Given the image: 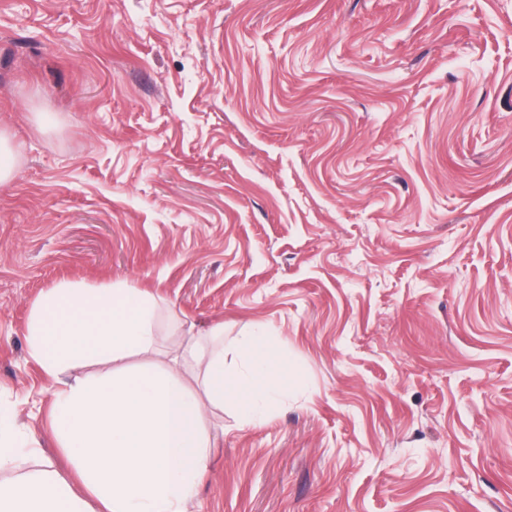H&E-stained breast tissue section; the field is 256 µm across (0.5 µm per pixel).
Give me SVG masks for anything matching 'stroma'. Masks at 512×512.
<instances>
[{
	"label": "stroma",
	"mask_w": 512,
	"mask_h": 512,
	"mask_svg": "<svg viewBox=\"0 0 512 512\" xmlns=\"http://www.w3.org/2000/svg\"><path fill=\"white\" fill-rule=\"evenodd\" d=\"M1 131L0 479L71 472L33 304L128 281L288 355L188 512H512V0H0ZM16 148L10 139L0 134V183L13 177L16 169Z\"/></svg>",
	"instance_id": "35a3bbf8"
}]
</instances>
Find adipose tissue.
<instances>
[{"label": "adipose tissue", "instance_id": "adipose-tissue-1", "mask_svg": "<svg viewBox=\"0 0 512 512\" xmlns=\"http://www.w3.org/2000/svg\"><path fill=\"white\" fill-rule=\"evenodd\" d=\"M160 305L123 281L104 288L62 283L41 293L27 326L29 357L48 376L90 364L59 392L52 428L84 487L76 494L51 461L0 481V512H187L220 428L208 408L232 401L241 420L261 423L285 385L286 354L275 337L243 336L241 369L224 366V326L199 335L177 315L171 365L154 362ZM199 384L189 389L183 367Z\"/></svg>", "mask_w": 512, "mask_h": 512}]
</instances>
